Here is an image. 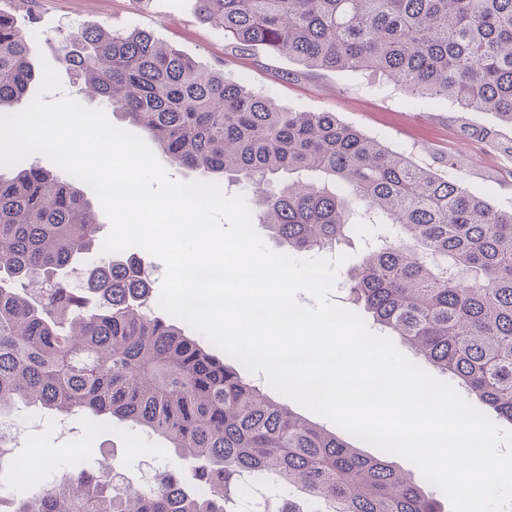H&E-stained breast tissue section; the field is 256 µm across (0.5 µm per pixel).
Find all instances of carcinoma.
Here are the masks:
<instances>
[{
	"label": "carcinoma",
	"instance_id": "carcinoma-1",
	"mask_svg": "<svg viewBox=\"0 0 512 512\" xmlns=\"http://www.w3.org/2000/svg\"><path fill=\"white\" fill-rule=\"evenodd\" d=\"M238 51L262 46L314 69L375 72L402 91L512 124V0H199ZM60 61L80 93L146 131L173 166L244 182L291 255L340 252L371 231L349 291L455 389L512 424V212L341 124L288 112L224 69H204L144 30L82 29ZM29 39L0 12V112L31 98ZM298 174L278 189L272 176ZM84 193L34 164L0 175V418L20 404L114 421L193 460L151 487L83 467L0 512H235L247 480L284 492L279 512H441L396 470L269 399L171 321L145 311L131 261L102 251Z\"/></svg>",
	"mask_w": 512,
	"mask_h": 512
}]
</instances>
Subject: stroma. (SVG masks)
Wrapping results in <instances>:
<instances>
[{"instance_id":"obj_1","label":"stroma","mask_w":512,"mask_h":512,"mask_svg":"<svg viewBox=\"0 0 512 512\" xmlns=\"http://www.w3.org/2000/svg\"><path fill=\"white\" fill-rule=\"evenodd\" d=\"M198 7V0H35L28 12L16 0H0V10L12 14L19 28H37L31 51L43 53L51 65L58 66L61 41L80 28L145 29L202 67L228 61L233 77L247 91L270 98L281 109L335 113L340 123L434 172H443L448 156H459L464 161L459 176L467 189L495 209L512 210V156L490 153L480 142L487 131L512 142V125L495 113L465 111L445 99L425 103L396 90L381 75L315 70L261 47L231 54L223 32L199 20ZM12 421L27 434L16 456L30 457L36 445L54 451L33 463L41 480L60 479L78 465L106 458L132 484L149 462L177 468L185 485L194 483L190 461L163 450L161 439L137 430L111 425L92 430L76 419L70 433L63 434L55 414L36 408L14 415Z\"/></svg>"}]
</instances>
